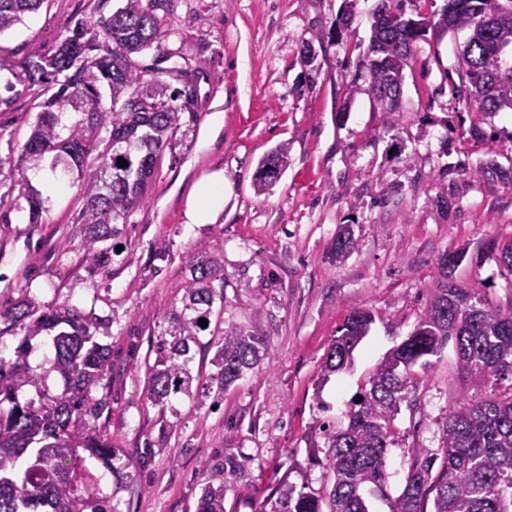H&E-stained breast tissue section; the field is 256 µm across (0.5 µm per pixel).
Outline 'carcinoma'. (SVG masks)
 Wrapping results in <instances>:
<instances>
[{
  "instance_id": "carcinoma-1",
  "label": "carcinoma",
  "mask_w": 512,
  "mask_h": 512,
  "mask_svg": "<svg viewBox=\"0 0 512 512\" xmlns=\"http://www.w3.org/2000/svg\"><path fill=\"white\" fill-rule=\"evenodd\" d=\"M41 2L0 0V33ZM170 2L123 0L107 19L75 22L47 54L0 61L5 91L21 83L43 97L21 158L83 191L79 233L86 243L85 259L95 269L104 271L111 264L110 250L101 243L112 239L115 224L144 201L170 130L181 114H194L189 65L181 64L173 50H161L172 29L157 11H169ZM403 2L378 0L365 55L374 74L373 93L387 112L396 111L404 69L413 48L424 40L412 29V19L404 18ZM432 21L441 34L470 30L460 84L452 90L456 99L490 116L512 111V57L501 52L504 44H512V0H448ZM153 49L163 51L172 63L167 73L183 81V88H171L160 72L138 64L136 58ZM122 160L127 166H118ZM287 165L286 146L270 151L261 161L257 190H265ZM17 199L26 203L28 223H42L45 199L25 177L18 182ZM353 248L346 229L336 238L332 257L340 262ZM460 259L457 253L438 259L439 281L416 330L369 377L347 426L328 434L329 491L303 493L284 485L269 512H368L362 489L383 488L392 422L413 386V368H426V357L450 338L464 377L462 402L448 412L440 453H415L392 512H512V307L492 308L458 287L452 270ZM218 268L215 257L194 268L170 339L158 342L148 392L155 406L189 384V342L203 331L198 321L214 304ZM11 321L25 334L14 360L0 359V404H10L0 408V512H117L109 500L97 497L77 455L81 449L115 470L117 449L95 425L107 407V395L97 392L107 389L112 373V347L96 334L109 328V320L68 303L40 312L24 301L14 308ZM371 322L364 310L345 318L323 373L348 365ZM43 332L53 334V368L63 380L62 391L52 396L43 393L41 377L28 361L30 337ZM259 352L256 337L233 328L221 332L211 376L217 390L252 369ZM505 380L507 389L486 395L490 382ZM24 386L35 388L38 398H20ZM196 512H224V487L204 486Z\"/></svg>"
}]
</instances>
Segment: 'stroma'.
Here are the masks:
<instances>
[{"label":"stroma","mask_w":512,"mask_h":512,"mask_svg":"<svg viewBox=\"0 0 512 512\" xmlns=\"http://www.w3.org/2000/svg\"><path fill=\"white\" fill-rule=\"evenodd\" d=\"M376 3L173 0L168 45L197 70L196 113L170 131L145 201L110 241L105 274L82 261L79 187L65 186L42 224H28L14 184L36 100L20 86L0 102V356L11 358L28 339L30 364L44 390L57 394L49 337H25L7 312L28 299L42 310L68 303L110 319L112 378L97 425L121 470L90 457L83 464L118 512H195L209 483L223 486L224 512H261L284 483L328 490L326 431L345 421L356 393L416 327L442 254H460L459 286L493 307H512V271L495 259L512 243V112L489 117L455 99L466 28L414 48L399 109L384 112L358 65ZM118 5L42 0L0 33V53L10 60L47 53L75 20L109 17ZM346 9L352 33L340 39L336 17ZM474 127L482 138H471ZM282 145L287 169L256 191L261 160ZM214 167L233 194L218 223L187 225L186 198ZM345 226L355 247L336 263L330 253ZM202 256L218 258L213 286L224 295L191 348L189 391L158 408L148 400L156 342L181 312ZM359 309L373 324L349 368L323 375L339 329ZM231 328L260 337L265 354L220 393L209 381L214 336ZM429 361L413 370L412 399L394 419L386 482L368 495L369 512H391L415 450L437 451L448 412L460 403L454 341Z\"/></svg>","instance_id":"stroma-1"}]
</instances>
